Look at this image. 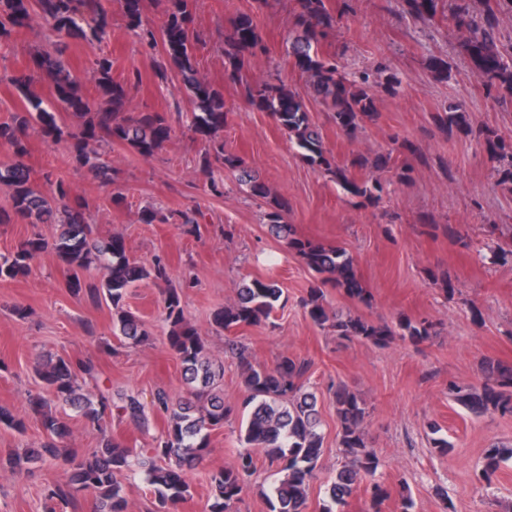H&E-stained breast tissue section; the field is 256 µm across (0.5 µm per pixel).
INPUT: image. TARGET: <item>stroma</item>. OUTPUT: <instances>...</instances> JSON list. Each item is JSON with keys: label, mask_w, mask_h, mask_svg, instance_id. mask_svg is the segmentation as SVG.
I'll use <instances>...</instances> for the list:
<instances>
[{"label": "stroma", "mask_w": 512, "mask_h": 512, "mask_svg": "<svg viewBox=\"0 0 512 512\" xmlns=\"http://www.w3.org/2000/svg\"><path fill=\"white\" fill-rule=\"evenodd\" d=\"M454 1L476 17L485 8V0H438L436 13L423 20L409 12L406 0H325L336 24L322 52L340 53V64L348 72L388 60L402 80L398 94L380 96L378 120L365 123L352 136L332 122L311 93L307 75L288 55L298 0H267L257 13L265 50L251 59L250 77L284 82L300 95L337 166H348L357 154L372 158L386 153L403 140L427 157L409 181L381 173L388 192L379 206L367 208L303 161L271 114L253 111L240 86L225 80L224 40L231 33L227 18L248 9L250 0H194L196 29L203 37L197 50L198 76L223 91L229 112L220 134L225 150L287 201L286 220L298 236L343 248L353 257L370 296L366 305L326 288L328 314L436 323L438 336L417 346L399 339L384 346L347 341L330 326L315 325L303 302L309 288L320 283V275L269 233L265 202L250 195L238 173L203 170L207 143L186 123L174 124L169 139L148 158L118 145L101 147L106 165L101 176L78 167L68 143L51 144L39 125L28 129L23 163L32 189L47 196L50 181L64 180L97 240L123 237L130 258L147 265L162 258L170 281L146 280L130 292L128 309L152 333L139 345L113 330L109 303H95L69 290V272L53 251L42 253L28 276L0 281V407L27 425L22 433L0 426V512H44L42 488L66 478L65 466L55 462H39L23 472L9 465L12 455L38 447L44 439L28 402L43 390L35 374L39 364L58 356L92 364L96 380L85 387L91 394L101 388L137 395L145 403L160 390L173 398L184 394L181 365L168 347L162 319L170 285L180 288L185 317L208 356L223 364L220 387L225 402L236 408L223 428L212 431L202 462L187 474L190 494L174 510L204 512L210 475L232 465L244 448L239 428L247 415L238 362L225 346L224 331L213 324L212 313L234 301L242 284L255 278L277 281L282 306L271 323L240 327L238 343L256 365L273 367L284 355L311 364L306 386L317 396L324 447L309 486L307 512H322L327 488L344 460L329 390L339 381L368 408L366 437L380 458L375 478L390 492L381 512H401L405 494L413 498L415 512H512V458L501 463L491 482L477 477L488 448L512 447V418L474 416L448 394L449 382L479 383L483 360L512 365V189L497 185L478 141L446 137L432 121L445 105L458 103L473 126L512 138V102L488 98L472 75L460 47L462 34L448 21V6ZM107 6L112 22L106 40L71 46L63 58L83 97L92 104L100 101L89 70L97 56L105 55L112 61L114 81L140 76L130 89L127 111H192L189 99L176 90L177 80L160 76L162 51L150 50L133 34L119 0H108ZM47 36V25L36 19L0 46L1 120L28 108L34 98L55 113L59 125L74 126V118L57 109L49 75H36L25 94L9 81L31 69ZM435 59L448 62L451 79L433 74ZM214 180L221 184V194L210 192ZM117 193L123 196L118 203L112 200ZM144 209L159 213L160 222L141 223ZM183 211L193 212L194 228L181 224ZM443 224L451 225L457 238L440 232ZM434 272L448 275L453 293L433 285ZM19 307L25 317L16 315ZM433 424L452 443L448 453L433 447ZM69 426L71 433L59 440V447L86 452L104 432L123 447H146L167 423L153 416L143 430L115 416L96 428L73 412ZM253 455L251 488L238 512H268L263 493L278 479L276 467L261 450Z\"/></svg>", "instance_id": "stroma-1"}]
</instances>
